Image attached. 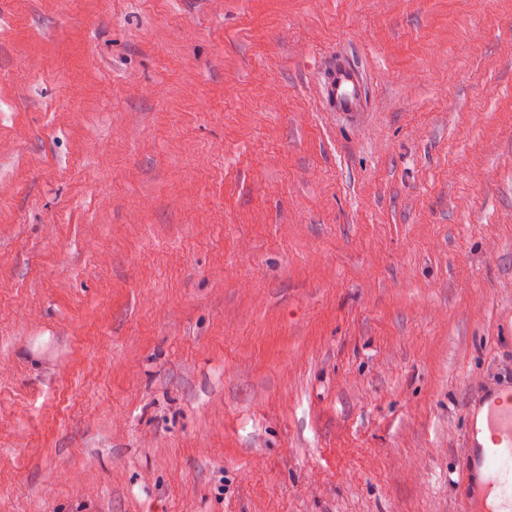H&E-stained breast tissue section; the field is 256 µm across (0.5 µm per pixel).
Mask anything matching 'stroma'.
<instances>
[{
	"instance_id": "stroma-1",
	"label": "stroma",
	"mask_w": 512,
	"mask_h": 512,
	"mask_svg": "<svg viewBox=\"0 0 512 512\" xmlns=\"http://www.w3.org/2000/svg\"><path fill=\"white\" fill-rule=\"evenodd\" d=\"M490 383L512 0H0V512H467ZM361 77L357 70L343 58L336 62L327 73V94L339 112L361 111L363 88Z\"/></svg>"
}]
</instances>
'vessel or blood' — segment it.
I'll use <instances>...</instances> for the list:
<instances>
[{
    "instance_id": "vessel-or-blood-1",
    "label": "vessel or blood",
    "mask_w": 512,
    "mask_h": 512,
    "mask_svg": "<svg viewBox=\"0 0 512 512\" xmlns=\"http://www.w3.org/2000/svg\"><path fill=\"white\" fill-rule=\"evenodd\" d=\"M327 94L337 111H360L361 77L344 59L329 68ZM469 512H512V387L481 389L469 413L464 458ZM495 505H488L487 492Z\"/></svg>"
}]
</instances>
